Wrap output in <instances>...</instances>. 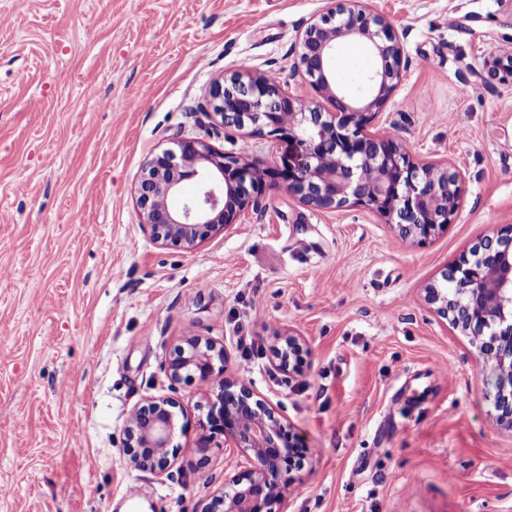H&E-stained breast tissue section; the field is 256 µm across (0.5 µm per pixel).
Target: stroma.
Wrapping results in <instances>:
<instances>
[{"label":"stroma","instance_id":"1","mask_svg":"<svg viewBox=\"0 0 512 512\" xmlns=\"http://www.w3.org/2000/svg\"><path fill=\"white\" fill-rule=\"evenodd\" d=\"M400 37L401 79L375 120L462 175L447 230L419 245L363 207L269 191L194 251L141 229L145 162L181 138L263 163L268 135L216 125L215 80L294 67L330 0H0V512H195L237 458L195 448L208 395L180 386L172 476L131 469L129 412L166 393L189 336L224 345L307 451L281 512H512V432L497 429L472 338L424 288L512 224V0H366ZM306 340L302 373L277 334ZM136 490L128 501L127 490Z\"/></svg>","mask_w":512,"mask_h":512}]
</instances>
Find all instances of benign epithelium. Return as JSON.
Returning <instances> with one entry per match:
<instances>
[{"label": "benign epithelium", "instance_id": "7a95c632", "mask_svg": "<svg viewBox=\"0 0 512 512\" xmlns=\"http://www.w3.org/2000/svg\"><path fill=\"white\" fill-rule=\"evenodd\" d=\"M365 41L373 66L353 80L336 76L331 59L347 39ZM297 68L325 110L314 99L288 94L286 83L237 70L211 89L214 115L224 127L274 135L286 144L270 164L215 150L202 139H179L149 160L136 187L142 231L156 244L191 252L210 237L238 223L268 188L279 189L317 211L365 207L386 220L402 240L423 243L444 230L459 207L461 174L446 163H417L397 136L374 129V121L406 67L402 42L385 18L364 0H337L336 6L307 25L299 39ZM487 75H512V55L485 63ZM195 180V196L177 209L168 205L181 183ZM446 285L425 288V302L437 316L476 340L492 365L494 424L512 432V225L503 224L444 275ZM286 352L278 367L300 368L306 341L291 330L280 333ZM164 362L168 393L134 407L125 426L124 454L131 468L172 475L176 454L169 449L176 427L178 386L196 381L214 399L196 448H230L248 467L224 476V488L196 512H272L288 485L283 472L302 452L289 424L257 398L251 384L226 375L225 347L198 336L186 339Z\"/></svg>", "mask_w": 512, "mask_h": 512}]
</instances>
